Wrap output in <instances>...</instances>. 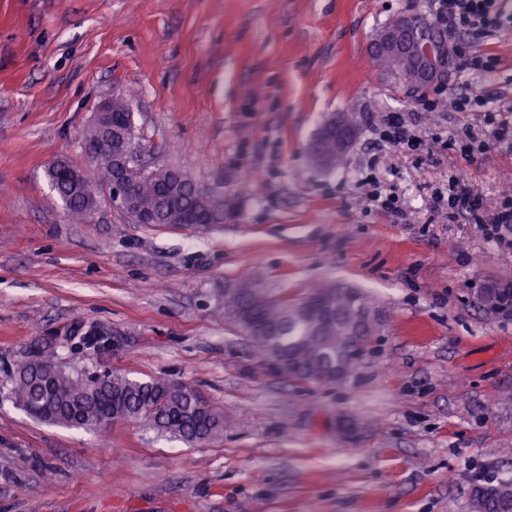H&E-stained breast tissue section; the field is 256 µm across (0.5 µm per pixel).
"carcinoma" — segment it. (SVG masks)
Instances as JSON below:
<instances>
[{
  "label": "carcinoma",
  "instance_id": "obj_1",
  "mask_svg": "<svg viewBox=\"0 0 512 512\" xmlns=\"http://www.w3.org/2000/svg\"><path fill=\"white\" fill-rule=\"evenodd\" d=\"M392 69L400 81L415 86L410 59L394 60ZM130 120L128 104L118 99L112 110V130L88 137L95 154L94 175H85L89 185L112 187L115 131ZM171 172L170 167H159L129 182L137 211L158 214L174 227L188 223L195 213L209 224H222L235 214V207L222 201L205 202L189 176L176 181ZM47 176L70 217L83 219L91 214L96 200L63 168L51 165ZM480 300L492 311L509 305V297L497 285L482 289ZM372 310L367 294L336 283L313 289L297 303L272 294L248 274L224 292V316L250 336L258 357L274 360L279 353L291 358L284 373L298 383L323 367L356 366L360 346L354 336L355 316ZM12 395L29 416L55 426L104 430L115 422L134 421L189 444L224 432V411L202 399L188 383L139 380L109 371L67 373L40 348L17 368ZM476 502L478 512H512V480L479 489Z\"/></svg>",
  "mask_w": 512,
  "mask_h": 512
}]
</instances>
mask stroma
<instances>
[{
  "instance_id": "obj_1",
  "label": "stroma",
  "mask_w": 512,
  "mask_h": 512,
  "mask_svg": "<svg viewBox=\"0 0 512 512\" xmlns=\"http://www.w3.org/2000/svg\"><path fill=\"white\" fill-rule=\"evenodd\" d=\"M505 32L419 91L371 60L376 32L432 0H0V512H475L512 478V317L479 290L512 283V246L436 196L457 170L483 216L512 200V0ZM489 108L455 111L462 84ZM127 99L149 167L234 197L206 230L134 223L108 194L73 222L46 170L85 157L98 106ZM356 114L342 165L310 160L322 123ZM400 113L423 143L383 139ZM473 130L485 153L464 160ZM399 196L403 214L371 201ZM246 274L296 301L336 282L384 321L354 373L325 386L270 373L223 313ZM96 327L101 347L68 336ZM66 372L190 383L222 408L187 445L142 424L29 417L12 372L36 347Z\"/></svg>"
}]
</instances>
